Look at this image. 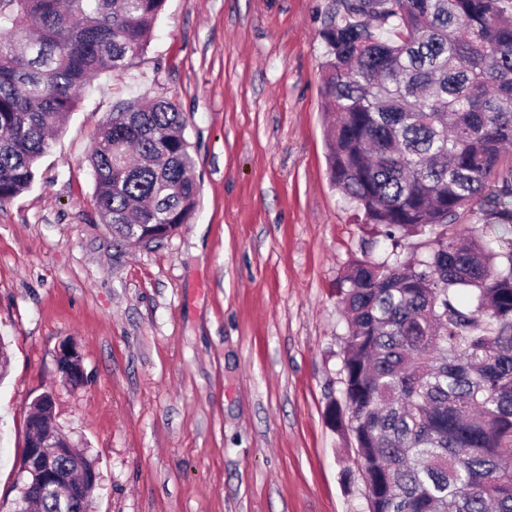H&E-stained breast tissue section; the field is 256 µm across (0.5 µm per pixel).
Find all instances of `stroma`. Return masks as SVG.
<instances>
[{"mask_svg":"<svg viewBox=\"0 0 512 512\" xmlns=\"http://www.w3.org/2000/svg\"><path fill=\"white\" fill-rule=\"evenodd\" d=\"M338 0H166L144 54L97 75L0 205V512L20 494L31 403L96 462L91 512H368L328 417L347 324L336 282L399 248L333 186L320 32ZM186 121L196 211L159 244L113 242L88 161L118 105ZM86 380L58 370L65 345Z\"/></svg>","mask_w":512,"mask_h":512,"instance_id":"obj_1","label":"stroma"}]
</instances>
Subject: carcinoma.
I'll return each mask as SVG.
<instances>
[{
  "label": "carcinoma",
  "instance_id": "1",
  "mask_svg": "<svg viewBox=\"0 0 512 512\" xmlns=\"http://www.w3.org/2000/svg\"><path fill=\"white\" fill-rule=\"evenodd\" d=\"M165 0H0V204L27 190L96 75L148 46ZM322 31L332 182L417 262L353 261L334 428L352 435L368 512H512V249L461 232L488 181L512 194V0H340ZM169 101L112 113L92 154L112 238L189 223L199 185ZM428 234H411L404 237L398 247L399 258H422L429 252Z\"/></svg>",
  "mask_w": 512,
  "mask_h": 512
}]
</instances>
